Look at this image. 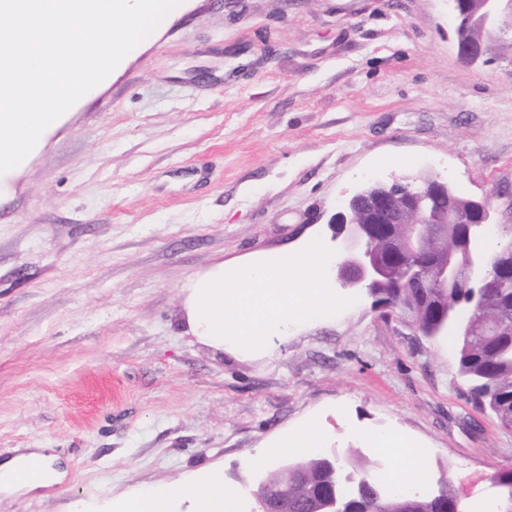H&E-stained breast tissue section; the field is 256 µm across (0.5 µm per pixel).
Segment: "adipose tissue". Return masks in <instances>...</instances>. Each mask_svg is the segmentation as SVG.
Returning a JSON list of instances; mask_svg holds the SVG:
<instances>
[{
	"label": "adipose tissue",
	"instance_id": "obj_1",
	"mask_svg": "<svg viewBox=\"0 0 512 512\" xmlns=\"http://www.w3.org/2000/svg\"><path fill=\"white\" fill-rule=\"evenodd\" d=\"M380 442L398 459L392 472L394 478L414 488L425 482L421 449L407 446L405 441L393 437H381ZM53 462L54 457L48 449L29 448L0 463V492L12 494L49 489L62 483L66 473L55 468ZM175 496L191 500L194 512H228L237 498V491L225 485L222 477L214 475L203 484L186 482L172 496L149 490L136 492L127 500L126 512H170V500Z\"/></svg>",
	"mask_w": 512,
	"mask_h": 512
}]
</instances>
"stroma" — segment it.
<instances>
[{
    "instance_id": "stroma-1",
    "label": "stroma",
    "mask_w": 512,
    "mask_h": 512,
    "mask_svg": "<svg viewBox=\"0 0 512 512\" xmlns=\"http://www.w3.org/2000/svg\"><path fill=\"white\" fill-rule=\"evenodd\" d=\"M457 55L451 0H181L153 36L0 174V463L50 448L54 494L0 512H122L131 489L216 471L318 421V445L397 464L426 448L469 512L512 430L457 374L456 329L429 338L358 296L272 353L202 343L187 288L214 266L322 239L363 182L431 172L495 208L512 238V49Z\"/></svg>"
}]
</instances>
